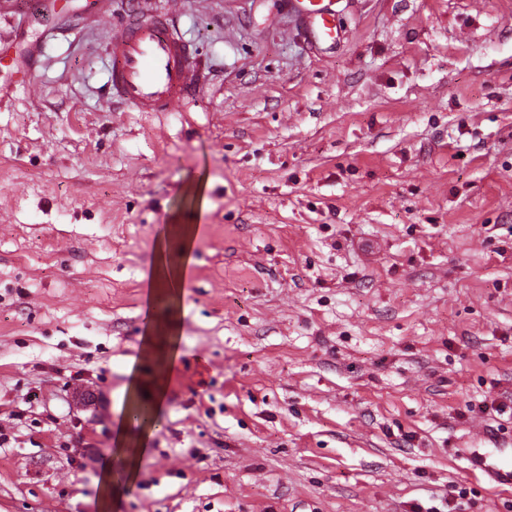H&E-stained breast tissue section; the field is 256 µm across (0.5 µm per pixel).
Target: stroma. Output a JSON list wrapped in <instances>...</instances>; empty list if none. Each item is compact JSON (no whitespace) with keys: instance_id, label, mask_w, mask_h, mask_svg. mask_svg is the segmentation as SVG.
I'll list each match as a JSON object with an SVG mask.
<instances>
[{"instance_id":"stroma-1","label":"stroma","mask_w":512,"mask_h":512,"mask_svg":"<svg viewBox=\"0 0 512 512\" xmlns=\"http://www.w3.org/2000/svg\"><path fill=\"white\" fill-rule=\"evenodd\" d=\"M162 4L0 0V512H512L469 469L512 415L463 411L512 406V0H338L328 48L288 0H182L204 77L137 112L104 47ZM185 224L182 374L112 505ZM196 236V228L193 226H184V231L180 236L182 242V260L178 266H172L165 255L164 245L158 247V259L154 266L142 274L141 280L144 281L146 289V299L150 311L155 306L156 294L160 288L164 291L170 302L175 301L181 294L182 282L185 277L188 266L192 263V250ZM131 411L132 407H128L120 408L117 412L115 426L117 448L111 454L106 466V478L111 484L113 478L116 480L117 476V473L113 471V460L121 461L125 482L129 484L135 478L140 460L147 450V439L153 424L147 423L146 419L139 430L132 429L130 426Z\"/></svg>"}]
</instances>
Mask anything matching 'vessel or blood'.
<instances>
[{"instance_id": "1", "label": "vessel or blood", "mask_w": 512, "mask_h": 512, "mask_svg": "<svg viewBox=\"0 0 512 512\" xmlns=\"http://www.w3.org/2000/svg\"><path fill=\"white\" fill-rule=\"evenodd\" d=\"M180 4L181 0H166L159 13L148 17L132 13L112 30L106 45L112 61L111 91L135 111L175 110L200 77L190 45L171 23ZM289 8L312 42L339 40L336 0H289ZM471 468L490 482L512 487V465H497L476 455Z\"/></svg>"}]
</instances>
